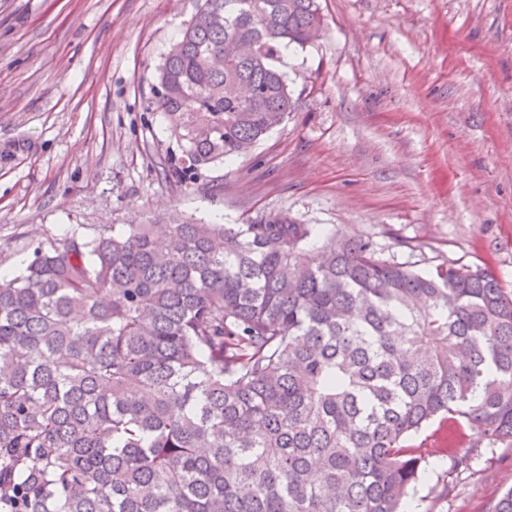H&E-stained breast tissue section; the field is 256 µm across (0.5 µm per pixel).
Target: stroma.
<instances>
[{"instance_id": "1", "label": "stroma", "mask_w": 512, "mask_h": 512, "mask_svg": "<svg viewBox=\"0 0 512 512\" xmlns=\"http://www.w3.org/2000/svg\"><path fill=\"white\" fill-rule=\"evenodd\" d=\"M326 31L284 51L297 112L196 184L162 171L157 69L197 0H0V270L102 225L298 223L375 237L398 261L488 265L512 287V0H319ZM411 512H486L512 449L478 448Z\"/></svg>"}]
</instances>
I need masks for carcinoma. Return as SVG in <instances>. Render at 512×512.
Returning a JSON list of instances; mask_svg holds the SVG:
<instances>
[{"label":"carcinoma","instance_id":"obj_1","mask_svg":"<svg viewBox=\"0 0 512 512\" xmlns=\"http://www.w3.org/2000/svg\"><path fill=\"white\" fill-rule=\"evenodd\" d=\"M318 0H201L153 105L193 184L296 111ZM440 419L512 448V291L286 213L104 225L0 273V512H405Z\"/></svg>","mask_w":512,"mask_h":512}]
</instances>
